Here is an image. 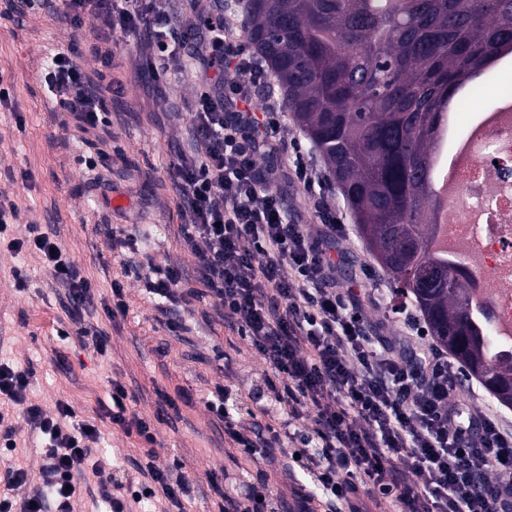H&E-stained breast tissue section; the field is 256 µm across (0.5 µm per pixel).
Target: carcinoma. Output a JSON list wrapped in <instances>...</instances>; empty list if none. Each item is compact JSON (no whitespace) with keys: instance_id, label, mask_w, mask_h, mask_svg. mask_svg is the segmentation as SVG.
<instances>
[{"instance_id":"1","label":"carcinoma","mask_w":512,"mask_h":512,"mask_svg":"<svg viewBox=\"0 0 512 512\" xmlns=\"http://www.w3.org/2000/svg\"><path fill=\"white\" fill-rule=\"evenodd\" d=\"M245 36L278 81L369 251L463 366L512 407V343L490 335L460 271L433 251L424 190L439 105L512 46V0H250ZM445 285L427 294L411 270Z\"/></svg>"}]
</instances>
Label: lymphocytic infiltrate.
<instances>
[{
  "label": "lymphocytic infiltrate",
  "instance_id": "f902f5d3",
  "mask_svg": "<svg viewBox=\"0 0 512 512\" xmlns=\"http://www.w3.org/2000/svg\"><path fill=\"white\" fill-rule=\"evenodd\" d=\"M54 6L73 28L84 13L102 16L109 37L144 33L157 52L145 67L156 81L167 78L177 48L204 39L223 44L222 55L201 60L204 73L192 112L191 154L174 166L181 218L180 241L204 274L205 289L187 287L181 269L132 259L133 238L119 224L105 235L111 250L143 278L157 310L191 303L199 294L215 303L225 326L269 363L266 388L290 419L308 415L300 429L288 423L261 429L232 411L230 389L216 388L207 408L224 435L254 461L287 452L308 474L313 490H298V512H370L369 502L395 498L409 512H512V431L473 408L457 392L447 354L426 341L418 319L407 316V333L385 334L364 316L367 292L343 289L330 254L342 215L317 196L325 175L304 160L298 140L277 134L283 105L258 102L256 90L269 73L239 40L236 20L217 16L205 26H178L170 0H16L17 12ZM45 81L83 130L107 123L104 97L69 58L54 62ZM295 177L314 199L325 231H306L300 211H287L276 186ZM13 250L34 251L62 293L68 318L94 352H107L108 337L90 321L96 289L82 275L56 234L27 227ZM32 366L0 363V512H73L78 480L94 479L104 512H142L154 495L160 512H186L189 484L180 466L157 464L151 424L130 411L136 396L113 382L105 414L126 435L136 436L137 478L122 479L119 467L94 454L102 443L96 422L78 419L58 402L55 415L29 397ZM27 420L44 449L39 486L13 459L18 447L11 417ZM220 494V512H276L267 484H251L245 497Z\"/></svg>",
  "mask_w": 512,
  "mask_h": 512
}]
</instances>
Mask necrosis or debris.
Wrapping results in <instances>:
<instances>
[{
    "label": "necrosis or debris",
    "mask_w": 512,
    "mask_h": 512,
    "mask_svg": "<svg viewBox=\"0 0 512 512\" xmlns=\"http://www.w3.org/2000/svg\"><path fill=\"white\" fill-rule=\"evenodd\" d=\"M484 113L480 107L466 121L449 118L456 140L473 144L456 173L454 202L435 239L463 270L490 333L504 337L512 331V118L472 138Z\"/></svg>",
    "instance_id": "necrosis-or-debris-1"
}]
</instances>
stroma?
<instances>
[{"label": "stroma", "instance_id": "1", "mask_svg": "<svg viewBox=\"0 0 512 512\" xmlns=\"http://www.w3.org/2000/svg\"><path fill=\"white\" fill-rule=\"evenodd\" d=\"M102 19L85 13L80 28L43 8L17 15L10 0H0V86L11 103L0 105V199L16 203L21 222L42 225L59 235L83 275L98 286L96 320L108 336V352L100 356L85 347L67 318L49 274L28 253L0 247V362L31 363L35 369L32 397L46 412L60 400L74 406L83 420L97 421L104 434L100 447L126 473H134L136 439L113 427L101 415L112 381L137 396L135 410L155 428V451L162 464L179 463L193 493L187 512H218L214 481L245 493V480L265 477L275 497L288 501L304 472L286 477L282 464L257 463L224 438V427L205 406L215 387L237 393L239 412L251 411L261 425L280 426L286 410L273 395L261 403L250 397L264 387L271 368L264 358L236 336L213 311V302L175 304L174 317L183 333L168 330L155 301L141 282L126 275L102 229L127 225L139 252L185 269L190 287H200L201 274L182 247L175 191L169 167L188 143L189 110L198 81V55L213 54L203 44L182 52L162 84L155 86L143 63L153 48L142 38L110 44L111 67H104L98 34ZM66 53L100 87L111 123L84 133L70 115L51 104L44 82L57 53ZM327 189L343 215L345 230L336 242L343 254L342 286L374 289L371 322L388 333L404 330L406 312L396 289L361 239L354 218L335 184ZM31 278L18 290L16 270ZM124 285L128 314L109 321L112 281ZM173 399L177 412L158 417L161 396Z\"/></svg>", "mask_w": 512, "mask_h": 512}]
</instances>
